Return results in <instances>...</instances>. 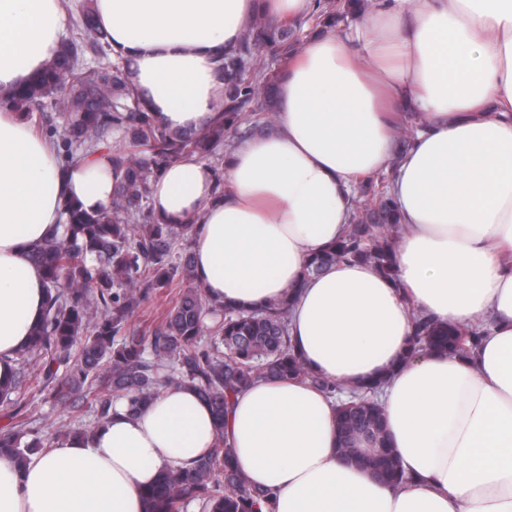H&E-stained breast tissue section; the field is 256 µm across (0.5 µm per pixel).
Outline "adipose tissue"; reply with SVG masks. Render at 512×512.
I'll use <instances>...</instances> for the list:
<instances>
[{"label": "adipose tissue", "mask_w": 512, "mask_h": 512, "mask_svg": "<svg viewBox=\"0 0 512 512\" xmlns=\"http://www.w3.org/2000/svg\"><path fill=\"white\" fill-rule=\"evenodd\" d=\"M313 0H95L113 58L152 117L204 130L224 109V56L255 19L296 21ZM61 0H0V384L44 311L32 248L61 231L67 202L112 200L107 152L62 164L28 119L3 108L53 59ZM275 127L210 164L182 157L151 206L193 221L194 275L213 305L292 296L289 336L312 372L344 389L381 382L388 438L408 482L344 464L335 409L295 380L237 391L225 419L235 464L275 493L274 512H512V0H368L363 17L312 36L275 84ZM416 119L391 184L401 231L395 278L340 262L304 277L340 239L354 190L382 171ZM490 322L466 356L407 357L413 312ZM193 389H162L85 433L61 432L23 467L0 457V512H144L164 467L215 440Z\"/></svg>", "instance_id": "ef3b65f1"}]
</instances>
